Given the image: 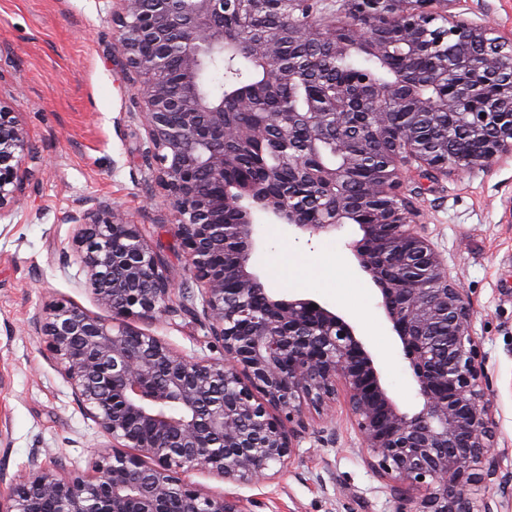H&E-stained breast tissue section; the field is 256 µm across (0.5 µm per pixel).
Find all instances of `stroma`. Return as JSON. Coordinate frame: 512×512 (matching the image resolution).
I'll return each instance as SVG.
<instances>
[{"label": "stroma", "instance_id": "stroma-1", "mask_svg": "<svg viewBox=\"0 0 512 512\" xmlns=\"http://www.w3.org/2000/svg\"><path fill=\"white\" fill-rule=\"evenodd\" d=\"M113 10L112 0H0V105L36 154L23 200L0 217V475L8 478L25 473L34 457L57 474H91L108 442L32 327L58 301L110 316L84 286L77 227L62 215L85 198L111 201L140 225L176 286L187 282L173 213L143 160L147 135L134 91L112 55ZM448 11L512 39V0H452ZM406 189L470 303L495 455L501 472L512 473V156L485 171L452 170L435 180L413 174ZM360 236L355 224L310 236L263 222L253 268L280 297L316 300L351 321L383 385L412 413L422 400L409 363L379 290L347 248ZM137 327L190 357L223 354L202 314L178 302ZM303 420L291 459L267 482H227L201 468L182 478L202 493L238 497L245 512H399L401 501L371 467L344 392L321 409L304 408ZM324 430L333 431L331 440H321Z\"/></svg>", "mask_w": 512, "mask_h": 512}]
</instances>
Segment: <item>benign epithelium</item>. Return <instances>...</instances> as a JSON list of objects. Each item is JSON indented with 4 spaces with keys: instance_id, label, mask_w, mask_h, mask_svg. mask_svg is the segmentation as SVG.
<instances>
[{
    "instance_id": "7a95c632",
    "label": "benign epithelium",
    "mask_w": 512,
    "mask_h": 512,
    "mask_svg": "<svg viewBox=\"0 0 512 512\" xmlns=\"http://www.w3.org/2000/svg\"><path fill=\"white\" fill-rule=\"evenodd\" d=\"M112 54L131 68V81L147 131L151 177L176 213L172 231L186 269L199 286L209 334L224 348L221 360L177 353L132 326L170 311L176 289L141 227L112 203L86 199L61 217L80 226L77 253L86 284L111 312L102 319L57 302L36 318V328L71 385L79 405L110 441L90 476H61L31 461L26 475L0 492V512H244L240 501L205 495L180 471L204 467L224 480L250 483L290 458L302 408H319L343 387L372 468L398 498L421 493L417 512H473L466 491L485 482L507 494L493 449L495 423L484 399L480 351L471 335L472 309L424 235L419 211L404 191L414 169L436 178L448 168L486 169L512 154V43L484 26L451 15L447 0H346L343 19L314 17L313 0H115ZM279 17L269 30L271 14ZM254 34L247 54L268 90L303 83L317 89L301 112H265L249 127L227 118L224 98L240 110L255 106L251 90L227 85L213 93L207 73L241 56L224 42V18ZM399 31L402 57L412 65L444 57L448 41L460 51L446 63L462 75L477 68L483 85L499 94L481 110L460 112L459 98H434L399 75L375 84L359 72L327 87L331 63L350 46L372 56L392 53L388 30ZM394 112L434 126L441 114L459 118V131L478 151L456 164L451 139L436 128L425 137L410 129L385 138ZM274 131L278 164L260 181L228 186L234 155L261 144ZM342 133L368 138L388 162L362 201L375 221L347 244L381 294L380 307L410 362L422 405L400 410L383 386L354 326L315 300L271 295L250 270L255 217L312 234L345 223L351 200L343 190L346 166L313 165L314 144ZM30 144L0 107V214L15 206L25 179ZM304 186L322 202L314 223L302 202L268 185ZM232 211L237 223H224Z\"/></svg>"
}]
</instances>
